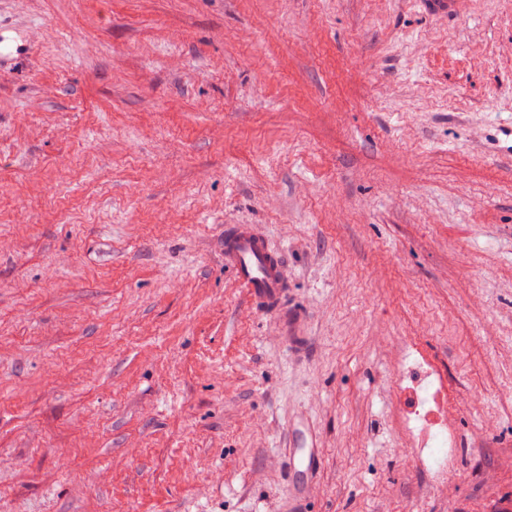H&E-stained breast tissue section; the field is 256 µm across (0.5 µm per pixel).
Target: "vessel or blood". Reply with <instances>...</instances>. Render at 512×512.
Returning <instances> with one entry per match:
<instances>
[{
    "label": "vessel or blood",
    "mask_w": 512,
    "mask_h": 512,
    "mask_svg": "<svg viewBox=\"0 0 512 512\" xmlns=\"http://www.w3.org/2000/svg\"><path fill=\"white\" fill-rule=\"evenodd\" d=\"M223 250L225 267L245 289L251 305L291 324L293 318L284 308L288 284L282 255L250 224L226 225Z\"/></svg>",
    "instance_id": "b4317fda"
}]
</instances>
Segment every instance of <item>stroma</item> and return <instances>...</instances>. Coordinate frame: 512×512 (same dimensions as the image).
Here are the masks:
<instances>
[{"label": "stroma", "instance_id": "35a3bbf8", "mask_svg": "<svg viewBox=\"0 0 512 512\" xmlns=\"http://www.w3.org/2000/svg\"><path fill=\"white\" fill-rule=\"evenodd\" d=\"M423 4L0 0V512H512V0ZM224 267L230 269L250 304L278 315L288 336L295 319L284 308L288 283L284 279L285 260L252 224H228L224 227ZM291 343V336H288ZM445 430L437 431L431 435L428 429H423L420 434V442L415 440L407 447L402 448L406 456L419 454L425 448H429V455L434 464L442 467L448 459V448H453L450 436H448V422Z\"/></svg>", "mask_w": 512, "mask_h": 512}]
</instances>
